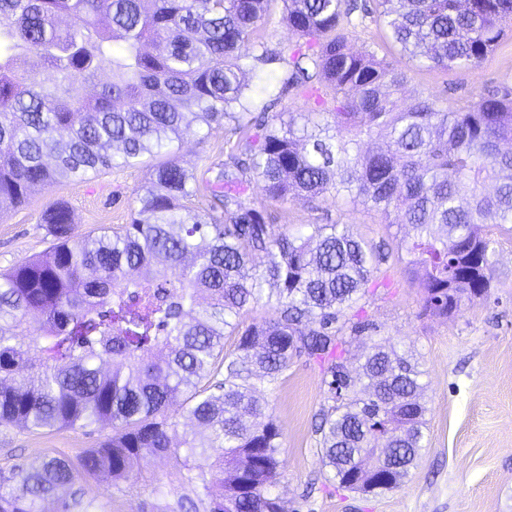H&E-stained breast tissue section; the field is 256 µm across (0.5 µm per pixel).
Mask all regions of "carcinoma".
Returning a JSON list of instances; mask_svg holds the SVG:
<instances>
[{
	"label": "carcinoma",
	"instance_id": "obj_1",
	"mask_svg": "<svg viewBox=\"0 0 512 512\" xmlns=\"http://www.w3.org/2000/svg\"><path fill=\"white\" fill-rule=\"evenodd\" d=\"M274 2L0 0V215L37 188L150 167L123 231L74 240L58 203L40 217L52 247L0 271V424L112 427L74 461L14 466L0 512H43L45 501L91 512L82 479L135 484L147 456L175 460L176 473L152 483L141 512H284L271 493L281 432L253 380L272 383L303 355L331 358V404L315 432L340 487L360 490L354 478L392 491L425 447L423 371L383 344L354 370L345 348L346 310L389 254L344 224L281 230L247 192L259 183L278 202L342 196L404 228L396 260L432 316L486 295L490 228L512 233V151L502 149L512 88L456 107L430 96L405 104L406 72L352 51L346 31L374 15L409 60L474 69L512 24V0H281L298 41L279 86L263 69L278 53L256 36ZM32 57L45 77L26 68ZM290 89L317 120L257 123L258 99ZM224 121L246 144L219 167L202 212L175 144ZM373 137L386 148L364 150ZM260 302L272 316L240 330ZM233 335L241 356L227 359ZM181 394L195 424L183 431L169 413Z\"/></svg>",
	"mask_w": 512,
	"mask_h": 512
}]
</instances>
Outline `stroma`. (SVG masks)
<instances>
[{
    "mask_svg": "<svg viewBox=\"0 0 512 512\" xmlns=\"http://www.w3.org/2000/svg\"><path fill=\"white\" fill-rule=\"evenodd\" d=\"M348 45L374 47L380 56L406 70L404 101L432 95L441 104L463 102L487 89L512 85V28L499 46L472 70H425L402 56L375 18L350 31ZM245 142L232 124L213 126L205 138L189 137L178 145L180 163L197 177L223 162ZM149 178L145 168H115L82 180L36 189L28 199L0 217V269L48 249L53 238L41 213L66 203L72 236L119 231L128 223L136 192ZM289 229L303 224H347L369 244L393 252L394 231L373 211L334 198L316 204L297 198L269 203ZM351 358L372 344L390 343L418 363L427 385V443L405 482L372 497L348 490L322 471L315 417L327 404L323 361L294 359L273 384L261 383L257 394L267 402L282 436V476L274 487L284 512H512V235L496 245L492 285L487 296L463 302L448 318L425 314L421 293L395 261L381 264L366 295L346 312ZM111 429L31 431L0 425V474L12 467H35L53 456L76 459L99 447ZM96 512H138L149 489L93 476L85 485Z\"/></svg>",
    "mask_w": 512,
    "mask_h": 512,
    "instance_id": "obj_1",
    "label": "stroma"
}]
</instances>
